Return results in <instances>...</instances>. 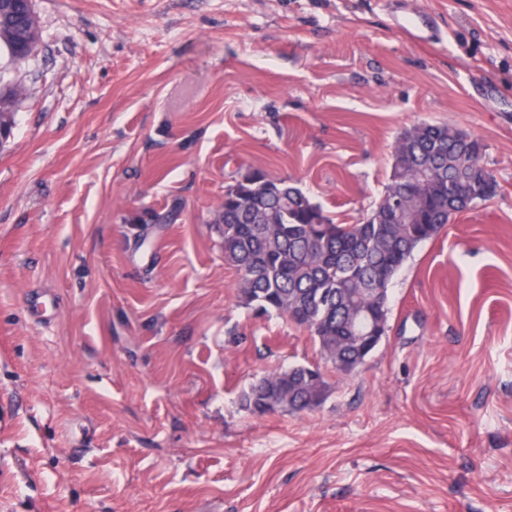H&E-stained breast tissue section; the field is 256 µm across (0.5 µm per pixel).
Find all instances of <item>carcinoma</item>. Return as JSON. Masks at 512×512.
I'll return each mask as SVG.
<instances>
[{
	"mask_svg": "<svg viewBox=\"0 0 512 512\" xmlns=\"http://www.w3.org/2000/svg\"><path fill=\"white\" fill-rule=\"evenodd\" d=\"M40 40L37 18L22 0H0V49L19 61L14 31ZM22 98L21 87L8 83L0 95V113L13 115ZM485 151L466 134L446 123L422 122L404 130L393 146L392 167L384 193H399L401 179L417 184L405 200L409 224H394L374 207L357 224H337L295 184L284 179L265 188L255 182L259 171L226 188L219 213L224 259L239 276V298L265 313L286 315L310 333L319 345H336L345 335L350 310L371 306L376 295L363 288L388 287L422 243L437 237L450 215L468 208L452 206L454 187L471 173L484 170ZM309 366H294L288 374L270 373L244 394V407L264 414L267 391L276 393L285 412L307 410L306 397L315 383L306 378Z\"/></svg>",
	"mask_w": 512,
	"mask_h": 512,
	"instance_id": "obj_1",
	"label": "carcinoma"
}]
</instances>
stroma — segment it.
Returning a JSON list of instances; mask_svg holds the SVG:
<instances>
[{"mask_svg": "<svg viewBox=\"0 0 512 512\" xmlns=\"http://www.w3.org/2000/svg\"><path fill=\"white\" fill-rule=\"evenodd\" d=\"M34 7L36 55L0 50L26 87L0 149V512H512V0ZM422 122L479 136L497 192L415 249L386 337L336 373L240 300L216 209L260 170L357 223ZM295 365L318 408H244Z\"/></svg>", "mask_w": 512, "mask_h": 512, "instance_id": "35a3bbf8", "label": "stroma"}]
</instances>
